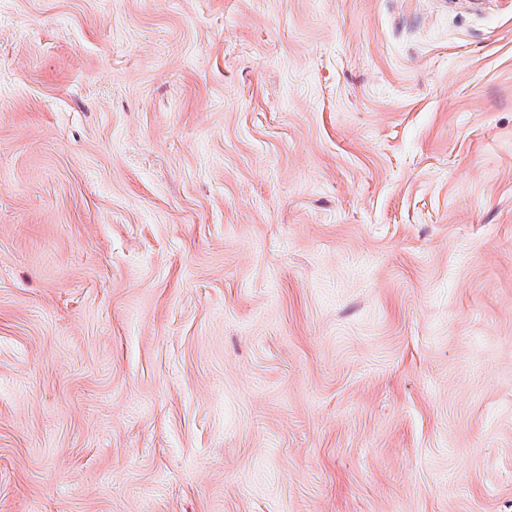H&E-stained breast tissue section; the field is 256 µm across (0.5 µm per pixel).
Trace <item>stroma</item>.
<instances>
[{
	"instance_id": "stroma-1",
	"label": "stroma",
	"mask_w": 512,
	"mask_h": 512,
	"mask_svg": "<svg viewBox=\"0 0 512 512\" xmlns=\"http://www.w3.org/2000/svg\"><path fill=\"white\" fill-rule=\"evenodd\" d=\"M0 512H512V0H0Z\"/></svg>"
}]
</instances>
